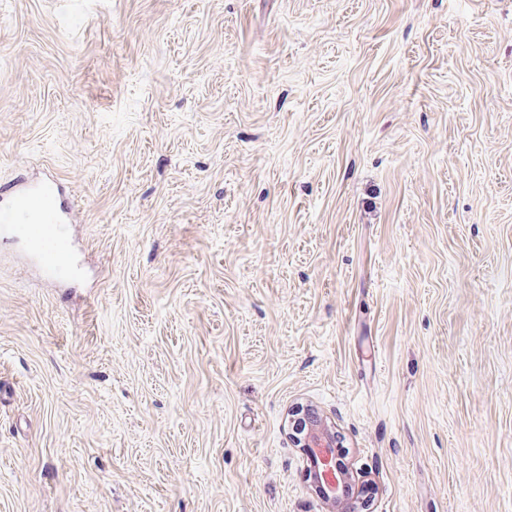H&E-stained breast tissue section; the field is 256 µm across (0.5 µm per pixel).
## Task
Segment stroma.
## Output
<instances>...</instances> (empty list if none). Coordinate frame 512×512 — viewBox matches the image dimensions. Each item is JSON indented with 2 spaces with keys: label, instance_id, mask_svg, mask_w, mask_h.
Listing matches in <instances>:
<instances>
[{
  "label": "stroma",
  "instance_id": "obj_1",
  "mask_svg": "<svg viewBox=\"0 0 512 512\" xmlns=\"http://www.w3.org/2000/svg\"><path fill=\"white\" fill-rule=\"evenodd\" d=\"M44 172L0 512H512V0H0V187ZM1 230L25 238L42 258L46 268L63 271L70 268L65 192L52 175L35 184L18 183L2 191ZM46 224H55L48 236ZM293 421V435L292 439L295 447L303 448V453L306 458L307 475L310 480L312 477H319L321 484H324L325 492L329 494L330 498H335L334 501L328 500L324 497L321 498L327 502H334L343 500V496L339 493L333 495L329 492L325 483L334 486L342 487L345 490V495L352 491L353 477L349 474L342 461L336 453L338 441L336 433L325 424L322 419L314 411L307 409H299L292 417ZM314 475H312V470ZM330 469L334 483L329 482L327 479L326 470ZM324 491L322 493L326 496Z\"/></svg>",
  "mask_w": 512,
  "mask_h": 512
}]
</instances>
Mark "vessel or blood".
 Instances as JSON below:
<instances>
[{"label":"vessel or blood","instance_id":"vessel-or-blood-1","mask_svg":"<svg viewBox=\"0 0 512 512\" xmlns=\"http://www.w3.org/2000/svg\"><path fill=\"white\" fill-rule=\"evenodd\" d=\"M0 203V229L25 238L46 268L70 267L65 192L54 176L34 184L18 183L5 192Z\"/></svg>","mask_w":512,"mask_h":512}]
</instances>
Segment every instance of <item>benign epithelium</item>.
<instances>
[{"label":"benign epithelium","instance_id":"benign-epithelium-1","mask_svg":"<svg viewBox=\"0 0 512 512\" xmlns=\"http://www.w3.org/2000/svg\"><path fill=\"white\" fill-rule=\"evenodd\" d=\"M292 429L294 445L303 449L306 458L307 475L325 484L328 482L327 473L330 472L334 484L344 488L347 493L351 492L353 477L336 453V433L310 409L295 412Z\"/></svg>","mask_w":512,"mask_h":512}]
</instances>
